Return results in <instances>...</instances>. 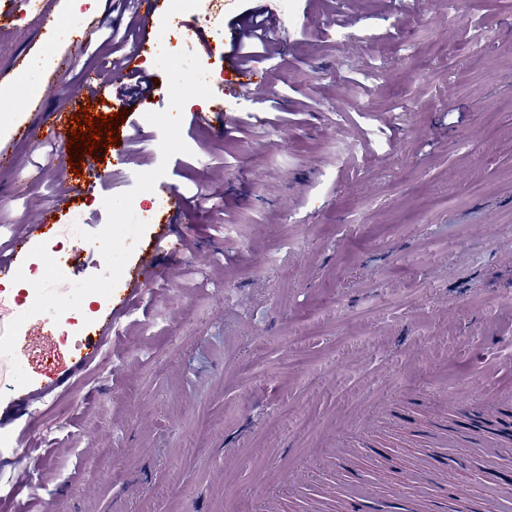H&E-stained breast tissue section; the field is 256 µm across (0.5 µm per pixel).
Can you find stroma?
I'll use <instances>...</instances> for the list:
<instances>
[{
	"label": "stroma",
	"mask_w": 512,
	"mask_h": 512,
	"mask_svg": "<svg viewBox=\"0 0 512 512\" xmlns=\"http://www.w3.org/2000/svg\"><path fill=\"white\" fill-rule=\"evenodd\" d=\"M31 0L0 30V122L10 168H0V247L63 191L55 146L15 136L23 122L68 108L85 72L104 60L96 40L78 65L60 59L68 26L37 12L113 23L106 0ZM271 12L280 52L256 57L264 83L223 103L222 141L184 107L189 151L162 162L159 130L131 81L110 83L95 114H115L129 164L107 167L78 207L83 229L107 222L104 200L136 174L166 164L163 183L193 201L189 219L162 224L189 250L155 249V274L94 360L72 356L102 322L95 296L68 343L20 329L31 388L26 410L0 362V420L33 434L67 429L38 461V512H335L326 493L341 470L324 460L378 414L348 471L354 490L385 484L361 462L365 444L414 432L442 398L472 387L487 409L512 393V0H224V18ZM201 28H153L156 48L202 55ZM110 456H102V449Z\"/></svg>",
	"instance_id": "35a3bbf8"
}]
</instances>
